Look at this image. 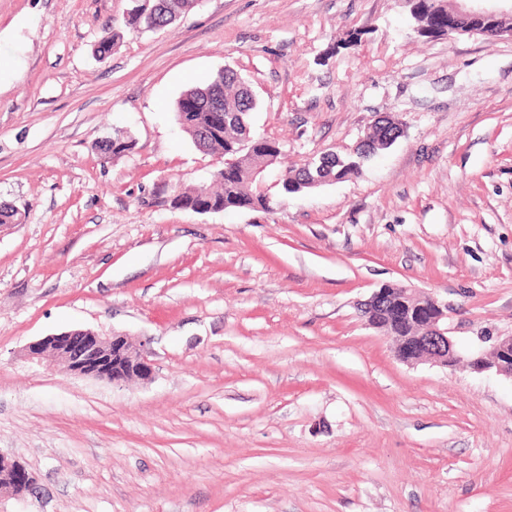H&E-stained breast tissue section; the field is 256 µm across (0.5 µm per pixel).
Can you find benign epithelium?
Masks as SVG:
<instances>
[{
    "label": "benign epithelium",
    "mask_w": 512,
    "mask_h": 512,
    "mask_svg": "<svg viewBox=\"0 0 512 512\" xmlns=\"http://www.w3.org/2000/svg\"><path fill=\"white\" fill-rule=\"evenodd\" d=\"M490 0H457L448 2V10L465 24L448 29L453 35H481L499 38L505 34L512 37V27L496 26L499 18L512 17V10L504 11L489 5ZM431 309L423 335L409 336L407 340L417 347L411 353L396 352L398 359L413 365L429 361L444 368H453V361L460 359L458 351L444 327L448 319V306L435 297H429ZM26 361L37 366H61L68 372L87 376L118 385L132 379L149 380L154 365L144 350L123 335L100 336L90 330H72L45 336L28 343L23 350ZM468 367L478 373H492L512 379V335L498 336L493 353L482 350L471 353ZM37 483L25 465L19 460L0 452V492L16 498L31 494Z\"/></svg>",
    "instance_id": "benign-epithelium-1"
}]
</instances>
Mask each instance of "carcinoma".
I'll use <instances>...</instances> for the list:
<instances>
[{
    "mask_svg": "<svg viewBox=\"0 0 512 512\" xmlns=\"http://www.w3.org/2000/svg\"><path fill=\"white\" fill-rule=\"evenodd\" d=\"M149 6H137L128 16V25L138 32L155 31L173 23L179 16L192 10L198 0H147ZM413 24L418 35L438 37L448 30V5L445 0H413L410 4ZM120 34L107 31L95 45V54L105 59L112 51ZM257 108V99L249 83L235 70L226 68L203 84L184 91L174 106L175 120L191 138L195 147L207 154L224 158V168L215 175L218 189L196 187L181 190V199L196 213H209L214 208L224 210H270L272 199L257 190L264 173L274 167L282 154L280 143L255 134L250 124L251 113ZM401 136L392 117L378 118L371 126L367 139L352 155L340 157L323 153L314 163L287 169L281 175L284 195L312 190L334 182L347 180L361 173L371 157L391 147ZM134 147L129 135L117 134L106 139L98 148L104 154L123 155ZM402 297L398 288L390 289L387 305L369 313L360 309V315L394 336L411 334L413 323L399 316Z\"/></svg>",
    "mask_w": 512,
    "mask_h": 512,
    "instance_id": "carcinoma-1",
    "label": "carcinoma"
}]
</instances>
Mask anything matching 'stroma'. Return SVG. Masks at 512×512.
<instances>
[{
  "mask_svg": "<svg viewBox=\"0 0 512 512\" xmlns=\"http://www.w3.org/2000/svg\"><path fill=\"white\" fill-rule=\"evenodd\" d=\"M131 6L0 0V451L41 488L0 512H512V381L403 363L357 310L400 283L461 355L512 334V38L418 37L404 0H199L145 34ZM227 66L285 166L403 134L310 192L271 170L270 211L174 208L224 166L174 103ZM76 329L152 380L22 358Z\"/></svg>",
  "mask_w": 512,
  "mask_h": 512,
  "instance_id": "35a3bbf8",
  "label": "stroma"
}]
</instances>
